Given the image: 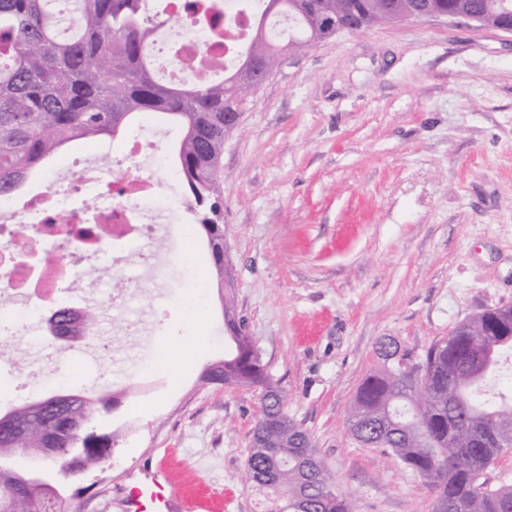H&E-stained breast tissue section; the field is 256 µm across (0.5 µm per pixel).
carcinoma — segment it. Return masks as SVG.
Wrapping results in <instances>:
<instances>
[{"mask_svg": "<svg viewBox=\"0 0 512 512\" xmlns=\"http://www.w3.org/2000/svg\"><path fill=\"white\" fill-rule=\"evenodd\" d=\"M452 9L494 21L512 0H260L242 57L277 63L283 52L319 42L321 16L351 20L362 29L397 23L412 9ZM148 0H0V196L75 141L114 135L143 114L178 121L184 134L176 150L186 183L187 207L205 231L218 287H224V113L251 92L232 74L186 85L159 81L148 46L159 24ZM286 19L274 33L269 20ZM477 322L452 330L419 359L414 375L408 354L392 343L379 350L381 367L356 393L349 427L358 441L383 439V452L399 459L434 490V512H512V487H491L486 469L506 448L480 443L476 432L494 430L512 440V335H480ZM454 372L448 384V372ZM202 379L219 386H261L263 404L253 429L264 448H253L247 479L266 495L263 512H353L337 494L329 469L308 432L285 410L280 390L260 360L233 357L208 366ZM82 400L42 403L37 396L8 411L15 423L0 428V512H70L77 493L57 486L52 502L33 488L25 462L75 473L99 463L116 444V432L99 433L120 405L107 389L78 390Z\"/></svg>", "mask_w": 512, "mask_h": 512, "instance_id": "carcinoma-1", "label": "carcinoma"}]
</instances>
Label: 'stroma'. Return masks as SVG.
Segmentation results:
<instances>
[{
  "label": "stroma",
  "instance_id": "1",
  "mask_svg": "<svg viewBox=\"0 0 512 512\" xmlns=\"http://www.w3.org/2000/svg\"><path fill=\"white\" fill-rule=\"evenodd\" d=\"M224 239L236 314L353 512H433L412 470L355 440L348 415L381 341L419 355L512 304V34L465 20L379 24L284 55L224 141ZM165 279L101 328L109 346L49 350L68 388L112 385L116 339L148 329L104 462L60 483L80 512L113 485L203 493L262 512L246 480L257 387L202 379L234 344L202 233H169Z\"/></svg>",
  "mask_w": 512,
  "mask_h": 512
}]
</instances>
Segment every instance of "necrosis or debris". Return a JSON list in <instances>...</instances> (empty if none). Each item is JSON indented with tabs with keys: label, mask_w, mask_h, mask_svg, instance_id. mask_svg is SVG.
I'll return each mask as SVG.
<instances>
[{
	"label": "necrosis or debris",
	"mask_w": 512,
	"mask_h": 512,
	"mask_svg": "<svg viewBox=\"0 0 512 512\" xmlns=\"http://www.w3.org/2000/svg\"><path fill=\"white\" fill-rule=\"evenodd\" d=\"M165 0L167 21L149 48L163 59L171 80L210 78L215 61L232 63V45L251 32L257 4L242 0ZM152 141L137 136L125 142L121 159L95 156L82 167L66 163L42 190L0 199V295L27 309L34 326L46 321V305L60 293L78 294L80 310L106 315L122 306L125 294L102 305L88 285V271L132 277L136 291L157 283L154 271L129 270L168 224L191 221L187 208L162 203L153 179L134 173L133 161Z\"/></svg>",
	"instance_id": "1"
}]
</instances>
